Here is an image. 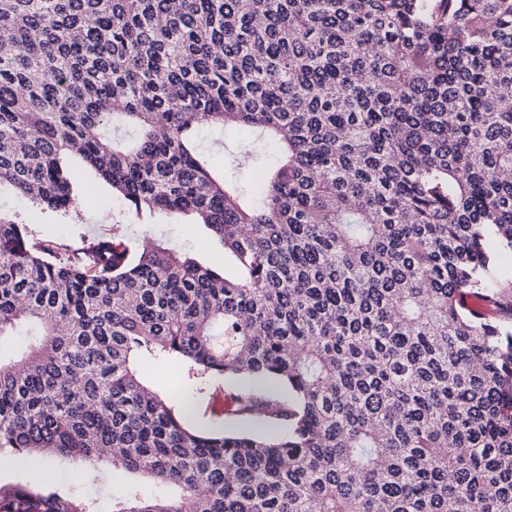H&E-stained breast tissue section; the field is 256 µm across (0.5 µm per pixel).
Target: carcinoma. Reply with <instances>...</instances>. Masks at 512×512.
Here are the masks:
<instances>
[{"mask_svg":"<svg viewBox=\"0 0 512 512\" xmlns=\"http://www.w3.org/2000/svg\"><path fill=\"white\" fill-rule=\"evenodd\" d=\"M502 90L512 0H0V184L66 216L77 156L232 267L0 216V458L177 488L112 512H512ZM203 125L279 167L246 194ZM165 358L225 381L223 425L147 387ZM0 512L98 506L46 473Z\"/></svg>","mask_w":512,"mask_h":512,"instance_id":"cac0c4a2","label":"carcinoma"}]
</instances>
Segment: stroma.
Segmentation results:
<instances>
[{
	"label": "stroma",
	"instance_id": "stroma-1",
	"mask_svg": "<svg viewBox=\"0 0 512 512\" xmlns=\"http://www.w3.org/2000/svg\"><path fill=\"white\" fill-rule=\"evenodd\" d=\"M203 145L214 153L216 168L224 169L226 174L237 179L245 190H253L262 169L274 161L271 150L263 146H255L256 160L254 164L240 166L225 163L224 154L237 150L239 144L246 142L247 137L241 132H223L217 127H207L202 132ZM225 143V150H218V143ZM74 194L79 202L78 214L62 216L56 213L39 210L32 204L17 196L13 190L0 189V214L29 225L30 229L40 237L77 238L85 236L95 238L120 234L132 242H141L142 238L151 237L163 245H174L198 262L208 265L216 259L218 243L210 230L201 224H174L164 216L151 219H138L125 211L113 197L111 188L98 178L93 170L85 166L79 158L69 160ZM178 381L181 393L195 396L196 405L192 418L193 425L199 427H216L221 423L220 417L213 412V396H197L196 388L199 378L195 371L175 359H167L159 364L152 377L155 387L166 389L171 381ZM78 470L76 463L67 459L44 461L41 457H32L27 466L21 470H0L4 479H28L50 472L58 486L64 487L74 480Z\"/></svg>",
	"mask_w": 512,
	"mask_h": 512
}]
</instances>
